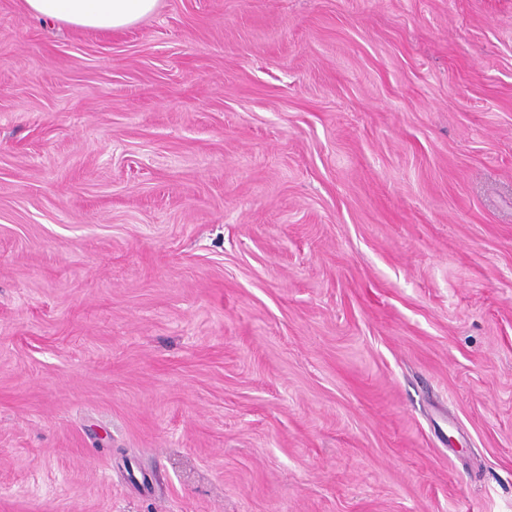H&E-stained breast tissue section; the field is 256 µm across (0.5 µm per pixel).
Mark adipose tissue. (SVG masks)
Returning <instances> with one entry per match:
<instances>
[{"label":"adipose tissue","instance_id":"adipose-tissue-1","mask_svg":"<svg viewBox=\"0 0 512 512\" xmlns=\"http://www.w3.org/2000/svg\"><path fill=\"white\" fill-rule=\"evenodd\" d=\"M36 18L72 27L112 31L153 13L157 0H25Z\"/></svg>","mask_w":512,"mask_h":512}]
</instances>
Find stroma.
Instances as JSON below:
<instances>
[{
	"instance_id": "stroma-1",
	"label": "stroma",
	"mask_w": 512,
	"mask_h": 512,
	"mask_svg": "<svg viewBox=\"0 0 512 512\" xmlns=\"http://www.w3.org/2000/svg\"><path fill=\"white\" fill-rule=\"evenodd\" d=\"M0 512H512V0H0ZM158 0H25L38 19L72 27L112 31L153 13Z\"/></svg>"
}]
</instances>
